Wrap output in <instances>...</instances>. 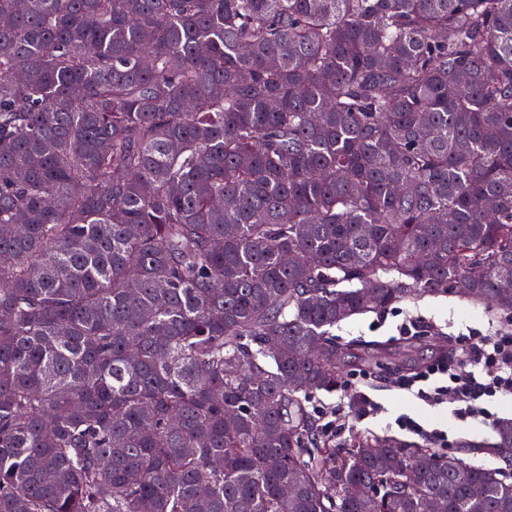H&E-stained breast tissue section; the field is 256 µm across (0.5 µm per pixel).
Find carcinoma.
<instances>
[{
    "instance_id": "cac0c4a2",
    "label": "carcinoma",
    "mask_w": 512,
    "mask_h": 512,
    "mask_svg": "<svg viewBox=\"0 0 512 512\" xmlns=\"http://www.w3.org/2000/svg\"><path fill=\"white\" fill-rule=\"evenodd\" d=\"M1 18L0 512H512L511 468L308 409L381 347L348 319L512 317V0Z\"/></svg>"
}]
</instances>
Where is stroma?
Instances as JSON below:
<instances>
[{"instance_id": "1", "label": "stroma", "mask_w": 512, "mask_h": 512, "mask_svg": "<svg viewBox=\"0 0 512 512\" xmlns=\"http://www.w3.org/2000/svg\"><path fill=\"white\" fill-rule=\"evenodd\" d=\"M411 320L415 321V328L403 333L402 325ZM505 331L501 319L485 304L452 295L405 301L381 314L352 318L336 327L339 340H375L389 344L390 349L371 355L369 360L351 362L345 371L344 387L333 394L318 395L309 409L321 422L335 421L332 438L339 443L351 441L362 433L425 443V436L403 427V419L409 417L426 429L444 431L447 444L440 447V454L461 458L471 466L505 467V460L494 451L493 427L479 420H458L452 404L430 405L414 398L398 388L396 374L387 368L391 359L397 358L411 363L415 371L425 370L435 359L430 340L438 335L453 345L463 334L498 336ZM363 394L377 403V411L352 414L348 410L351 398Z\"/></svg>"}]
</instances>
